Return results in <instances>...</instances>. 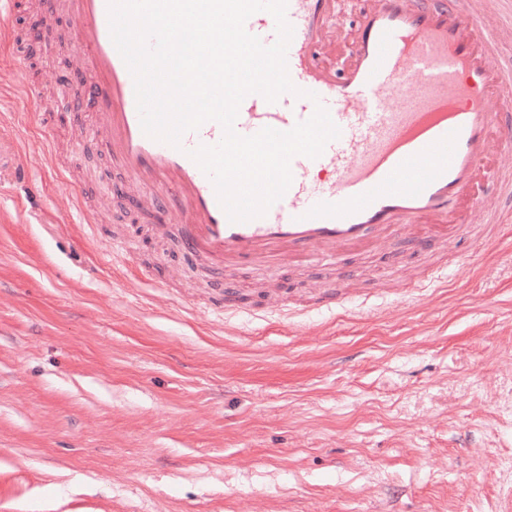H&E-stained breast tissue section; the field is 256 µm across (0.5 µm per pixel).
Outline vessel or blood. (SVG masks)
I'll return each mask as SVG.
<instances>
[{"label": "vessel or blood", "mask_w": 512, "mask_h": 512, "mask_svg": "<svg viewBox=\"0 0 512 512\" xmlns=\"http://www.w3.org/2000/svg\"><path fill=\"white\" fill-rule=\"evenodd\" d=\"M365 2L350 27L338 0H287L286 64L297 91L273 103L249 94L235 130L286 132L321 105L340 135L317 158H292V182L264 216L233 222L189 156L221 141L220 123L185 132L176 147L147 136L134 78L111 40L107 0H67L92 76L72 90L103 110L100 140L128 178L162 180L178 199L177 211L159 210L158 219L180 223L189 255L227 265L271 262L359 248L415 226L454 237L464 214L480 208L481 160L494 147L512 148L502 123L512 107V73L497 65L495 29L471 0ZM245 28L263 45L277 39L267 11ZM411 79L421 87L408 102L399 89Z\"/></svg>", "instance_id": "obj_1"}]
</instances>
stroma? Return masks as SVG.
Returning <instances> with one entry per match:
<instances>
[{"mask_svg":"<svg viewBox=\"0 0 512 512\" xmlns=\"http://www.w3.org/2000/svg\"><path fill=\"white\" fill-rule=\"evenodd\" d=\"M20 2L0 42V512H500L512 226L482 245L495 181L447 242L200 270L154 217L177 207L164 187L117 208L98 109L61 116L80 50L19 67L34 11L69 29L65 0ZM46 126L72 179L40 149ZM78 188L93 215L65 210ZM227 288L251 317L207 315ZM321 292L342 306L313 310Z\"/></svg>","mask_w":512,"mask_h":512,"instance_id":"stroma-1","label":"stroma"}]
</instances>
